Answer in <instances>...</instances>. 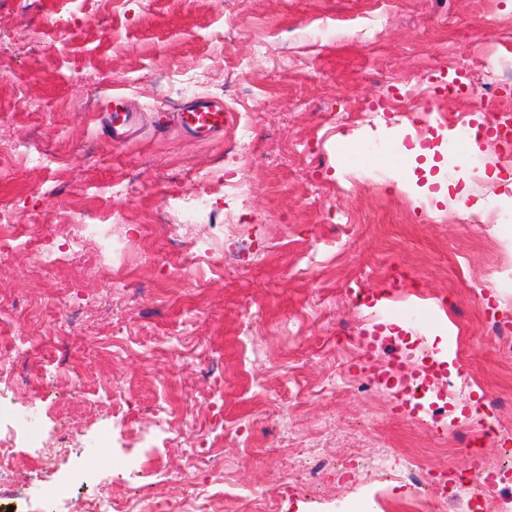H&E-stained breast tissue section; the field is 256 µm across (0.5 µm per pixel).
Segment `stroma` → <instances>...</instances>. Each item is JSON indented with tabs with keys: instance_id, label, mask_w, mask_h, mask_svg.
Returning a JSON list of instances; mask_svg holds the SVG:
<instances>
[{
	"instance_id": "obj_1",
	"label": "stroma",
	"mask_w": 512,
	"mask_h": 512,
	"mask_svg": "<svg viewBox=\"0 0 512 512\" xmlns=\"http://www.w3.org/2000/svg\"><path fill=\"white\" fill-rule=\"evenodd\" d=\"M0 59V145L23 155L0 202L45 246L0 254V512H451L371 471L337 479L408 449L453 479L497 460L486 425L512 434V355L486 320L512 321V151L443 93L472 81L512 111V0H0ZM116 87L126 142L100 127ZM193 94L231 112L223 135L161 122ZM235 141L243 200L224 192ZM199 190L215 209L182 227ZM160 207L168 234L147 235ZM87 212L112 266L71 277L61 258L98 253L69 251ZM238 213L242 264L224 256ZM201 238L214 260L183 276ZM421 343L460 391L436 427L408 392Z\"/></svg>"
}]
</instances>
